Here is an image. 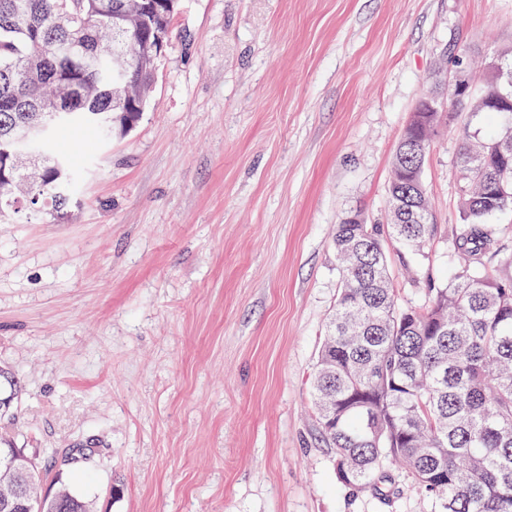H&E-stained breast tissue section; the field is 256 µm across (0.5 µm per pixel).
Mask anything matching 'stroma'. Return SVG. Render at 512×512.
Listing matches in <instances>:
<instances>
[{"label": "stroma", "mask_w": 512, "mask_h": 512, "mask_svg": "<svg viewBox=\"0 0 512 512\" xmlns=\"http://www.w3.org/2000/svg\"><path fill=\"white\" fill-rule=\"evenodd\" d=\"M512 46V0H179L146 110L96 148L65 219L0 222V368L18 447L92 512H426L336 478L310 374L334 233L387 221L399 137L433 73ZM453 130L423 180L438 231L405 306L457 268Z\"/></svg>", "instance_id": "obj_1"}]
</instances>
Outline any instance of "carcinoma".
Segmentation results:
<instances>
[{"label": "carcinoma", "instance_id": "1", "mask_svg": "<svg viewBox=\"0 0 512 512\" xmlns=\"http://www.w3.org/2000/svg\"><path fill=\"white\" fill-rule=\"evenodd\" d=\"M122 0H0V219L24 207L64 215L82 157L45 136L14 141L40 119V106L65 105L42 132L61 137L86 129L98 143L127 132L145 111L160 61L143 36L172 27L173 14L154 0L140 22L116 13ZM118 59L142 72L133 107L119 103L107 82ZM479 96L457 112L512 118V69L488 71ZM423 111L400 139L423 146L414 158L395 156L387 186L389 223L371 224L356 208L337 224L341 285L312 375L322 438L337 479L354 491L394 492L385 464L401 461L429 512H512V273L487 263L497 252L493 215L512 210V126L480 140L457 131L461 223L452 229L458 271L451 283L427 284L419 306L402 307L392 288L385 242L418 254L436 232L423 170L441 128L456 112L442 111L429 92ZM47 471L0 469L1 499L16 488L33 499L31 512H88L66 489L42 498Z\"/></svg>", "mask_w": 512, "mask_h": 512}]
</instances>
